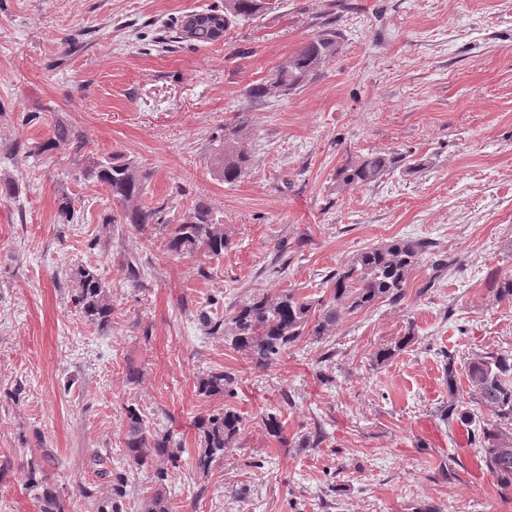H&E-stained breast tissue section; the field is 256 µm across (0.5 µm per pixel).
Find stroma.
I'll use <instances>...</instances> for the list:
<instances>
[{"label": "stroma", "mask_w": 512, "mask_h": 512, "mask_svg": "<svg viewBox=\"0 0 512 512\" xmlns=\"http://www.w3.org/2000/svg\"><path fill=\"white\" fill-rule=\"evenodd\" d=\"M223 7L0 0V182L18 187L0 199V512H37L35 448L68 512H87L78 488L99 483L93 452L128 467L131 406L183 439L172 512H512L475 442L457 445L474 424L441 415L449 374L468 388L466 358L512 351V301L488 286L512 276V0H276L214 43L169 42L182 16ZM330 28L339 47L316 77L246 97ZM237 112L251 115L252 161L227 184L212 139ZM55 120L83 136L80 154L34 155ZM374 152L410 161L375 185L338 184V168ZM113 155L147 174L141 203L166 223L206 200L231 237L223 258L168 259L160 231L110 223L107 187L79 172ZM64 193L78 201L71 224L57 218ZM407 236L453 258L446 278L421 295L428 269H416L399 304L343 314L328 341L303 337L260 369L203 331L200 313L228 320L258 294L312 293L355 254ZM79 265L110 288L107 331L73 304ZM219 371L235 374L234 395L199 396L198 377ZM227 407L243 417L237 446L201 473L194 421ZM270 413L282 437L266 430ZM318 426L320 447H295Z\"/></svg>", "instance_id": "35a3bbf8"}]
</instances>
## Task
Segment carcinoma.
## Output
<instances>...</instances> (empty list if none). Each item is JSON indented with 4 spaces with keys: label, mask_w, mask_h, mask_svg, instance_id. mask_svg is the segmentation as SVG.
I'll return each mask as SVG.
<instances>
[{
    "label": "carcinoma",
    "mask_w": 512,
    "mask_h": 512,
    "mask_svg": "<svg viewBox=\"0 0 512 512\" xmlns=\"http://www.w3.org/2000/svg\"><path fill=\"white\" fill-rule=\"evenodd\" d=\"M266 9L265 0H224V25L247 20ZM337 35L325 31L307 41L288 64L275 69L268 79L250 87L247 96L260 99L271 94L286 96L315 76L320 68L336 55ZM251 123L250 114L236 112L214 136L212 161L215 173L228 184L244 177L251 164L249 149L242 133ZM71 146L78 154L84 147L82 135L70 125L59 122L50 136L38 143L37 155L51 154ZM406 158L399 154H369L351 160L336 170V180L344 187L370 186L380 182ZM83 179L95 180L108 187L120 218L110 219L130 226L144 234L157 228L164 232L165 252L175 259L193 258L200 254L207 260H219L230 248V237L206 201H198L184 213L177 224H166L162 209L145 208L136 201L144 195L146 176L135 163L120 157H108L88 162L80 171ZM75 198L63 194L59 199L58 217L64 224L72 222L76 213ZM431 260L427 280L420 289L434 287L453 260L435 251V243L421 238H398L375 245L356 254L344 266L329 273L322 287L330 289L329 298L300 294L290 289L279 294L255 296L239 307L230 322L200 314L206 334L222 336L224 340L251 354L255 366L265 369L304 336L321 341L331 336L342 313H356L372 307L377 301L397 304L406 295L413 271ZM75 283L74 304L83 318L105 331L112 324V300L108 286L92 270L78 267L70 273ZM412 340L408 335L391 347L376 353V363L383 364L396 352L404 350ZM465 374L469 383L468 398L488 410V418L477 429L481 459L498 485L512 488V353L483 352L467 358ZM237 385L231 372H213L198 379V393L205 397L232 395ZM443 417L469 421L473 414L464 401L453 399L443 410ZM243 423L234 409L224 408L198 417L199 450L195 464L205 473L214 462L224 458V451L235 447ZM325 441L317 427L298 437L297 447L317 448ZM124 445L134 466L153 468L154 491L144 506V512H171L166 481L169 470L179 467L184 447L182 440L168 430L153 432L140 412L127 408ZM96 475L104 480L100 489L79 487V495L91 501L89 512H125L124 499L129 495L130 475L112 469L111 456L93 455ZM30 485L36 490L37 512H67L64 500L56 488L39 477L36 464L30 467Z\"/></svg>",
    "instance_id": "carcinoma-1"
}]
</instances>
